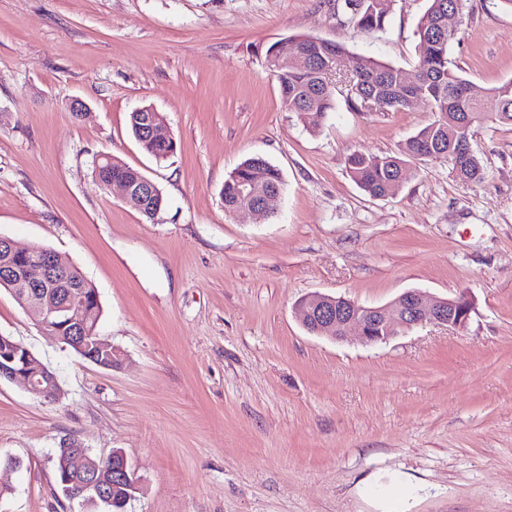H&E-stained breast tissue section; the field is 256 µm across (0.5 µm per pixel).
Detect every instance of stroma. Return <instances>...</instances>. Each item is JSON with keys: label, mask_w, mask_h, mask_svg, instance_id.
Masks as SVG:
<instances>
[{"label": "stroma", "mask_w": 512, "mask_h": 512, "mask_svg": "<svg viewBox=\"0 0 512 512\" xmlns=\"http://www.w3.org/2000/svg\"><path fill=\"white\" fill-rule=\"evenodd\" d=\"M427 7L391 0L367 33L331 0H0V234L76 266L122 353L110 369L81 358L0 289V333L61 388L47 402L0 381V512H103L57 482L68 441L124 451L127 512H512V127L473 130L484 184L412 161L374 199L347 156L399 152L427 105L340 99L313 129L265 66L300 35L413 68ZM448 58L486 93L512 80V11L465 0ZM145 106L177 143L167 159L131 135ZM99 154L155 182L165 210L146 220L103 187ZM254 155L284 180L260 222L221 199ZM412 289L466 298V325L368 345L295 314L316 293L380 306Z\"/></svg>", "instance_id": "obj_1"}]
</instances>
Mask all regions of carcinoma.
I'll return each instance as SVG.
<instances>
[{"label": "carcinoma", "mask_w": 512, "mask_h": 512, "mask_svg": "<svg viewBox=\"0 0 512 512\" xmlns=\"http://www.w3.org/2000/svg\"><path fill=\"white\" fill-rule=\"evenodd\" d=\"M390 0H340L336 3V16L341 24L367 32L385 28ZM429 6L420 18L416 35L420 44V59L411 70L383 63L369 57H352V77L367 83L364 94L346 97V105L355 112L369 110L367 103L376 104L381 112H398L409 105L406 99L391 100L404 89L419 94L427 103L433 118L422 126L405 143L399 155L378 156L354 151L346 159L347 168L355 183L372 197H384L393 193L400 167L406 160L443 159L448 162L451 174L457 180L469 184H481L486 173L474 150L459 148V138L464 129L491 119L499 124L512 126V80L491 89L497 101V111L484 112L482 98L464 91L472 84L449 66L448 46L455 35L442 37L444 18L463 0H428ZM305 47L317 59L331 55L346 56L344 46L319 38L284 37L272 43L266 50L268 69L275 76L282 100L288 110L298 113L314 126L336 106V87L326 86L328 77L321 73V65L311 68L285 66L288 54ZM130 129L141 148L157 160H164L176 149V142L163 119L150 107H143L130 114ZM94 173L108 185L123 180L138 186L142 173L117 158L101 159L94 166ZM247 188L259 197L271 191H282L283 178L280 170L262 157L243 161L224 182L222 201L224 210L231 211L238 202L237 192ZM66 277L79 293L81 310L87 327L97 329L101 307L95 287L75 267L66 271Z\"/></svg>", "instance_id": "cac0c4a2"}]
</instances>
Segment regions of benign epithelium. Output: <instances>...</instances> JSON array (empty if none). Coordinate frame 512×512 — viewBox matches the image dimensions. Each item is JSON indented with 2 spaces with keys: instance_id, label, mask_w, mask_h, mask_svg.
<instances>
[{
  "instance_id": "benign-epithelium-1",
  "label": "benign epithelium",
  "mask_w": 512,
  "mask_h": 512,
  "mask_svg": "<svg viewBox=\"0 0 512 512\" xmlns=\"http://www.w3.org/2000/svg\"><path fill=\"white\" fill-rule=\"evenodd\" d=\"M126 200L139 210L145 209L153 194L151 182L145 180L134 189L122 182L116 183ZM278 194L269 192L259 198L250 192H242L235 210L252 212L257 217L269 212V202ZM67 264L56 253H45L32 260L20 270H9L0 283L9 287L23 308L34 312L42 330L52 327L61 316L77 332L75 346L87 353L88 359L104 368H110L118 357L109 351L110 343L101 338L84 335V320L76 309L58 301L59 295L51 289L60 284ZM298 317L304 327L314 328V333L339 341L355 328L366 344L388 341L398 330H410L433 324L457 329L466 324L470 315V304L465 299L426 300L422 292L408 290L389 304L377 307L359 305L344 297L314 295L298 304ZM5 379L44 400H56L60 386L54 373L40 364L32 352L20 343L6 340L0 343V380ZM112 461L110 475L96 473L93 459L85 448L76 443L62 446L58 456V467L63 476L62 487L71 497L102 498L112 500V490L126 485L136 489L137 482L131 480V470L125 453L115 450L109 455Z\"/></svg>"
}]
</instances>
